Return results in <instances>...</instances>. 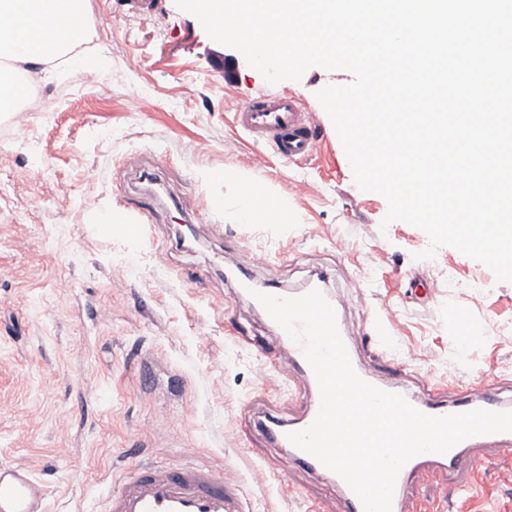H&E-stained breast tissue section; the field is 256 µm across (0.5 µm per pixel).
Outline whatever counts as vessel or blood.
Instances as JSON below:
<instances>
[{
  "label": "vessel or blood",
  "mask_w": 512,
  "mask_h": 512,
  "mask_svg": "<svg viewBox=\"0 0 512 512\" xmlns=\"http://www.w3.org/2000/svg\"><path fill=\"white\" fill-rule=\"evenodd\" d=\"M236 124L256 139L269 141L275 155L287 162L311 157L317 149L319 123L313 113L303 110L298 97L276 95L261 98L237 109ZM278 337L288 346L287 360L270 358V366L286 381L293 383L307 403L300 421L283 422L269 415L259 426L272 445L285 449L279 462L258 466L253 479L263 483L275 472L297 464L322 471V464L307 452L291 445L288 435L306 429L315 420L319 401L313 393L319 386L299 345L286 332ZM410 404L432 416L463 413L475 409L506 411L512 404L502 400L494 386H486L474 398L444 399L434 388L410 397ZM494 449L497 459L512 458V432L467 438L447 453H424L408 461L398 474L392 500V512H402L409 488L417 481L432 478L439 482L454 480L457 487L472 489L485 449ZM45 486L31 470L22 465L0 464V512H45ZM98 512H242L237 497L224 483L223 474L196 464L133 465L121 484L101 498Z\"/></svg>",
  "instance_id": "obj_1"
}]
</instances>
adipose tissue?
I'll list each match as a JSON object with an SVG mask.
<instances>
[{
	"mask_svg": "<svg viewBox=\"0 0 512 512\" xmlns=\"http://www.w3.org/2000/svg\"><path fill=\"white\" fill-rule=\"evenodd\" d=\"M90 23L87 0H0V58L39 70L51 81L55 65L76 62ZM238 221L284 224L288 211L268 192L244 190Z\"/></svg>",
	"mask_w": 512,
	"mask_h": 512,
	"instance_id": "1",
	"label": "adipose tissue"
}]
</instances>
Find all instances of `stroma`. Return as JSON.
<instances>
[{
	"label": "stroma",
	"instance_id": "obj_1",
	"mask_svg": "<svg viewBox=\"0 0 512 512\" xmlns=\"http://www.w3.org/2000/svg\"><path fill=\"white\" fill-rule=\"evenodd\" d=\"M88 10L87 58L43 84L39 111L0 113V144L14 150L0 168V464L42 478L47 512H96L132 464L150 461L219 469L244 512H308L314 499L345 512L310 470L250 480L283 454L258 421L295 418L301 399L268 372L261 346L280 358L288 349L228 269H250L267 288L323 279L362 367L403 392L445 384L463 397L492 384L512 403V282L451 247L417 259L427 234L384 224L386 200L355 185L316 98L351 72L314 66L271 84L244 61L228 70L231 47L175 0H88ZM282 93L319 116L308 159L280 160L232 120L236 107ZM141 97L150 111L137 110ZM227 167L278 194L289 223H238L240 182L204 177ZM144 171L164 189L161 206L140 234H120ZM107 206L116 223L97 222ZM217 223L220 240L207 231ZM386 311L396 325L382 336ZM407 502L512 512V463L482 466L477 492L427 479Z\"/></svg>",
	"mask_w": 512,
	"mask_h": 512
}]
</instances>
